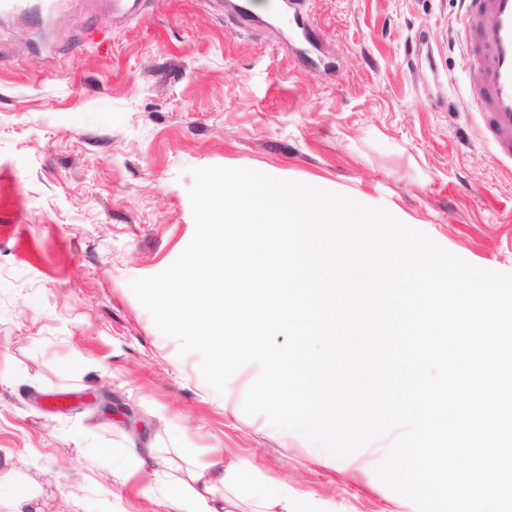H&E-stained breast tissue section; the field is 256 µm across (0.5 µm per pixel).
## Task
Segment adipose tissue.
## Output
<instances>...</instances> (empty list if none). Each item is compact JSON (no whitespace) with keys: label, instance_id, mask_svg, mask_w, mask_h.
I'll use <instances>...</instances> for the list:
<instances>
[{"label":"adipose tissue","instance_id":"ef3b65f1","mask_svg":"<svg viewBox=\"0 0 512 512\" xmlns=\"http://www.w3.org/2000/svg\"><path fill=\"white\" fill-rule=\"evenodd\" d=\"M131 469L143 474L146 494L165 512H278L295 500V512H329L325 503L297 494L287 485L270 482L247 461L225 462L216 453L197 461L181 448H142L129 442L124 449Z\"/></svg>","mask_w":512,"mask_h":512}]
</instances>
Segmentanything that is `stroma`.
<instances>
[{
  "mask_svg": "<svg viewBox=\"0 0 512 512\" xmlns=\"http://www.w3.org/2000/svg\"><path fill=\"white\" fill-rule=\"evenodd\" d=\"M143 3L0 15V477L45 512H161L143 477L112 478L132 438L250 461L336 512H416L374 471L393 435L324 461L243 412L257 365L218 394L129 283L188 245L190 171L209 166L385 207L512 272V159L472 104L460 0H304L310 44L271 7L243 24L218 0Z\"/></svg>",
  "mask_w": 512,
  "mask_h": 512,
  "instance_id": "stroma-1",
  "label": "stroma"
}]
</instances>
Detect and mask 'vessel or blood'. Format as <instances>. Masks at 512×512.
<instances>
[{
    "label": "vessel or blood",
    "instance_id": "vessel-or-blood-1",
    "mask_svg": "<svg viewBox=\"0 0 512 512\" xmlns=\"http://www.w3.org/2000/svg\"><path fill=\"white\" fill-rule=\"evenodd\" d=\"M466 52L480 71L474 96L500 151L512 157V0H463ZM56 0H0V14L37 11L52 21Z\"/></svg>",
    "mask_w": 512,
    "mask_h": 512
}]
</instances>
